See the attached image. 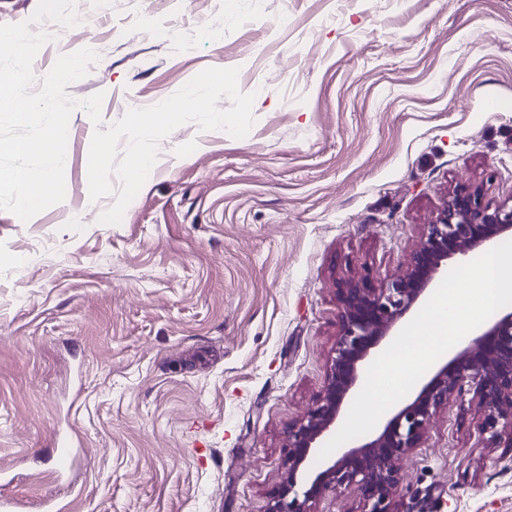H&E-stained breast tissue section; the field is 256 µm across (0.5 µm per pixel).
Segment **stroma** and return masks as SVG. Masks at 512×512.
Listing matches in <instances>:
<instances>
[{
    "mask_svg": "<svg viewBox=\"0 0 512 512\" xmlns=\"http://www.w3.org/2000/svg\"><path fill=\"white\" fill-rule=\"evenodd\" d=\"M33 68L94 45L64 200L0 210V499L17 512H269L285 431L321 396L336 288L398 274L449 189L512 198V0H75ZM169 29L158 39L154 28ZM238 68L254 124H184L120 224L91 201L96 126ZM487 98L511 107L486 112ZM450 398L394 512H512V441ZM74 462L55 475L58 430Z\"/></svg>",
    "mask_w": 512,
    "mask_h": 512,
    "instance_id": "35a3bbf8",
    "label": "stroma"
}]
</instances>
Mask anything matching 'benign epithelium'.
<instances>
[{"label":"benign epithelium","mask_w":512,"mask_h":512,"mask_svg":"<svg viewBox=\"0 0 512 512\" xmlns=\"http://www.w3.org/2000/svg\"><path fill=\"white\" fill-rule=\"evenodd\" d=\"M512 235V203L487 200L484 185L449 192L419 245L397 276L374 284L367 272L336 289L340 333L323 395L300 419L290 423V452L270 512H311L310 503L331 488L355 485L364 512H392L401 481L399 463L418 447L440 408L472 388L487 415L484 432L501 436L499 423L512 429V309L496 314L453 358L439 365L418 390L364 443L353 447L311 477L306 465L335 427L350 394L363 379L371 354L395 337L402 318L433 288L450 260L487 249Z\"/></svg>","instance_id":"benign-epithelium-1"}]
</instances>
